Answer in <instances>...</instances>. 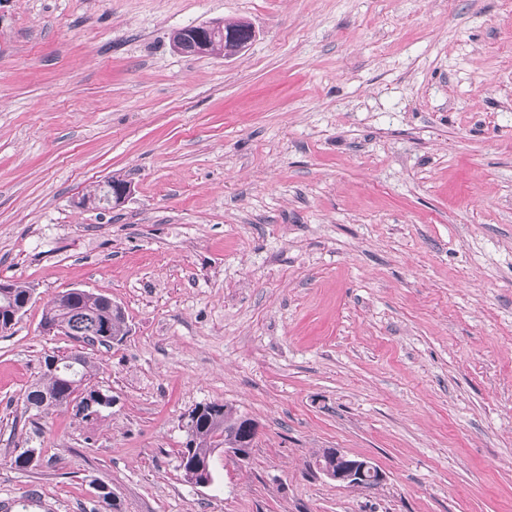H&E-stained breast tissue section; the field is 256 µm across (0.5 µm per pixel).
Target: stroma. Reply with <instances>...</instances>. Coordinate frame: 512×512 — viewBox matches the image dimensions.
Instances as JSON below:
<instances>
[{"mask_svg": "<svg viewBox=\"0 0 512 512\" xmlns=\"http://www.w3.org/2000/svg\"><path fill=\"white\" fill-rule=\"evenodd\" d=\"M250 22L224 59L180 27ZM512 0H0V501L12 512H512ZM128 201L80 206L112 175ZM80 288L105 348L44 333ZM84 353L112 407L26 409ZM259 426L202 488L182 417ZM37 448L17 469V449ZM371 458L337 485L323 449ZM8 286L10 288L0 285V322L4 326L9 321L13 322L11 329L27 311L28 303L34 295V288L25 283L11 281L8 282ZM61 294L65 295L67 308L64 310H55L51 316L52 321H58L59 324L66 322L67 325H70L71 323L76 324L80 318H89L84 320L79 325V329H72L69 327H62L58 329L57 323L42 325L46 318L44 308L40 320V325H42L41 327L44 332L50 334L60 331L67 336H73L77 334L93 336L90 341H86L84 336L81 337L83 338V342H87L88 344L92 345L97 343L100 346H111L114 343H121L128 335L129 328L126 322L124 311H121L118 314H114V318H112L113 309L121 308V306L112 300V298L108 299V304L112 308L111 309L105 305V303H107L104 299L106 296L99 293L82 289H70L62 292ZM93 317L100 319L106 318L110 322L111 332H109L108 324L105 320H99ZM318 460L320 473L342 487L363 489L368 483L380 486L386 480V474L371 459L350 456L338 448L325 463Z\"/></svg>", "mask_w": 512, "mask_h": 512, "instance_id": "stroma-1", "label": "stroma"}]
</instances>
